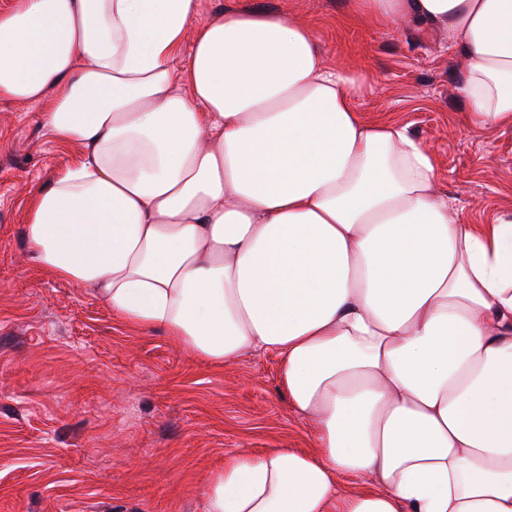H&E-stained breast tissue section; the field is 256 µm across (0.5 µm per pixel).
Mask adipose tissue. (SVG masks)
<instances>
[{"label": "adipose tissue", "mask_w": 512, "mask_h": 512, "mask_svg": "<svg viewBox=\"0 0 512 512\" xmlns=\"http://www.w3.org/2000/svg\"><path fill=\"white\" fill-rule=\"evenodd\" d=\"M352 7L443 34L471 126L512 129V0ZM360 80L286 15L0 10V99L48 101L83 149L30 205L35 261L195 358L275 353L309 423L315 452L225 459L205 512H512V213L463 223L436 154L360 119Z\"/></svg>", "instance_id": "ef3b65f1"}]
</instances>
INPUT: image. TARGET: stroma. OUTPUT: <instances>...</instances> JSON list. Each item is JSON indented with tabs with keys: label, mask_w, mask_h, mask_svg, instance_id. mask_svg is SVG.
Wrapping results in <instances>:
<instances>
[{
	"label": "stroma",
	"mask_w": 512,
	"mask_h": 512,
	"mask_svg": "<svg viewBox=\"0 0 512 512\" xmlns=\"http://www.w3.org/2000/svg\"><path fill=\"white\" fill-rule=\"evenodd\" d=\"M243 6L309 24L328 65L365 69L362 120L407 126L435 150L464 223L512 212V130L470 126L443 37L351 0H209L214 15ZM46 108L0 100V512H205L226 457L314 451L274 354L193 358L34 261L30 201L81 154L42 128Z\"/></svg>",
	"instance_id": "35a3bbf8"
}]
</instances>
